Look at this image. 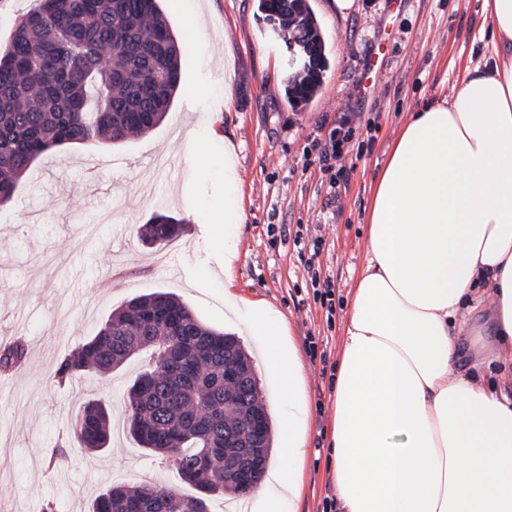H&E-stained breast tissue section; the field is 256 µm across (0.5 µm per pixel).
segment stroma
I'll list each match as a JSON object with an SVG mask.
<instances>
[{"label": "stroma", "mask_w": 512, "mask_h": 512, "mask_svg": "<svg viewBox=\"0 0 512 512\" xmlns=\"http://www.w3.org/2000/svg\"><path fill=\"white\" fill-rule=\"evenodd\" d=\"M190 2L204 19V54L186 49L181 79L164 122L151 132L104 147L66 144L37 159L9 207L0 209V337L19 339V371L0 372V504L5 512H87L106 485L149 472L176 483L164 457L147 454L128 435L110 450L81 448L71 422L82 403L106 392L122 426L126 390L143 360L111 376L83 373L58 384L53 373L75 346L94 336L113 309L139 294L173 293L208 326L241 338L258 356V340L224 307V247L213 241L211 217L224 202V143L232 141L246 220L238 225L241 293L276 305L298 344L315 336L319 352L304 355L311 424L306 491L292 512H323L335 497L328 453L333 391L326 369L337 365L344 309L327 315L301 302L305 272L291 242L297 228L320 225L319 260L339 296H346L364 260L372 185L408 116L451 95L478 51L484 0H310L326 44L329 69L309 103L292 106L285 84L293 67L288 35L258 8L259 0H161L179 42ZM233 69L225 71L224 57ZM370 72L372 85L361 90ZM357 113L345 164L347 185L331 194L311 148L324 119ZM209 155V173L198 166ZM186 222L168 245L137 234L154 213ZM284 226L287 242L267 243L266 227Z\"/></svg>", "instance_id": "stroma-1"}]
</instances>
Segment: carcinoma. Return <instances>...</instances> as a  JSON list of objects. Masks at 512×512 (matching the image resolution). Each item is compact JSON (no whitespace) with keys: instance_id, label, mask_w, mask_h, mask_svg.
I'll return each instance as SVG.
<instances>
[{"instance_id":"cac0c4a2","label":"carcinoma","mask_w":512,"mask_h":512,"mask_svg":"<svg viewBox=\"0 0 512 512\" xmlns=\"http://www.w3.org/2000/svg\"><path fill=\"white\" fill-rule=\"evenodd\" d=\"M260 9L281 19L288 44L309 47L307 64L288 75L285 92L295 106L310 102L329 60L309 0H260ZM181 52L158 0H37L0 45V207L53 148L114 144L160 125L179 86ZM184 232V220L155 213L144 240L162 244ZM144 351L151 364L127 389V434L169 458L194 493L145 480L114 483L88 512H210L215 497L238 494L224 485V451L248 447L250 409L260 414L263 459L270 457L272 420L256 372L224 381L225 368L252 359L236 336L208 327L179 297L153 292L115 308L95 336L64 356L54 378L61 384L85 371L106 375ZM23 358L20 345L0 351V369L17 370ZM71 430L86 450L106 449V405L87 401Z\"/></svg>"}]
</instances>
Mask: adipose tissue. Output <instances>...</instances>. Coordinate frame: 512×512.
<instances>
[{"label": "adipose tissue", "mask_w": 512, "mask_h": 512, "mask_svg": "<svg viewBox=\"0 0 512 512\" xmlns=\"http://www.w3.org/2000/svg\"><path fill=\"white\" fill-rule=\"evenodd\" d=\"M490 37L456 93L412 113L377 177L365 261L350 292L331 430L342 512H512V396L462 372L512 364V0H485ZM245 219L224 143V306L256 336L272 401L288 408L281 464L257 491L285 512L304 491L309 407L284 314L238 292L234 228ZM489 298L494 339L461 341Z\"/></svg>", "instance_id": "adipose-tissue-1"}]
</instances>
